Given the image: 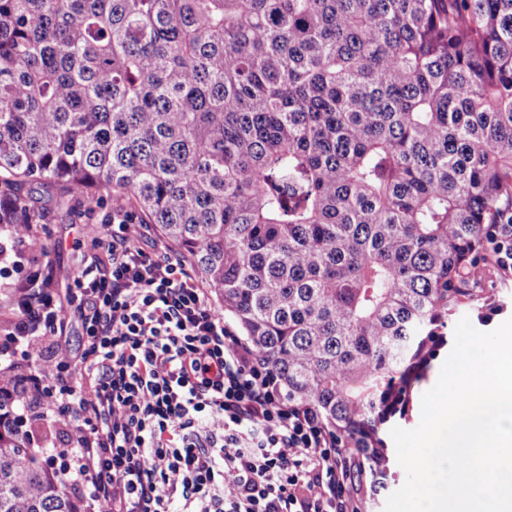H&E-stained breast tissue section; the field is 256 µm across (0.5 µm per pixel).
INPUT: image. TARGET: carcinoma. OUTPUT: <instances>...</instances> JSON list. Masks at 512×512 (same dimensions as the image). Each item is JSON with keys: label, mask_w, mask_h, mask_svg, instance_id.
Segmentation results:
<instances>
[{"label": "carcinoma", "mask_w": 512, "mask_h": 512, "mask_svg": "<svg viewBox=\"0 0 512 512\" xmlns=\"http://www.w3.org/2000/svg\"><path fill=\"white\" fill-rule=\"evenodd\" d=\"M4 183L156 225L379 485L512 246V0H0ZM29 444L0 422V512H81Z\"/></svg>", "instance_id": "cac0c4a2"}]
</instances>
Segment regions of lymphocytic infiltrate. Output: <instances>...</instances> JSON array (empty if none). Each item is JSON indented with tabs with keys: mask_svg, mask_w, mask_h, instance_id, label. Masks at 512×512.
<instances>
[{
	"mask_svg": "<svg viewBox=\"0 0 512 512\" xmlns=\"http://www.w3.org/2000/svg\"><path fill=\"white\" fill-rule=\"evenodd\" d=\"M99 239L106 254L74 278V305L57 304L50 269L36 268L0 339V360L26 365L0 396L74 432L45 459L70 493L91 512H352V456L288 405L186 257L144 249L126 224ZM73 323L77 364L34 359Z\"/></svg>",
	"mask_w": 512,
	"mask_h": 512,
	"instance_id": "f902f5d3",
	"label": "lymphocytic infiltrate"
}]
</instances>
